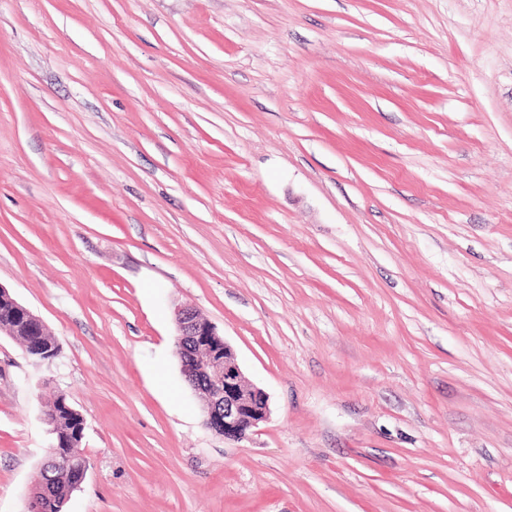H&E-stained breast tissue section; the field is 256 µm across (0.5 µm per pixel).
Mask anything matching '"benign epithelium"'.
I'll return each mask as SVG.
<instances>
[{
	"mask_svg": "<svg viewBox=\"0 0 512 512\" xmlns=\"http://www.w3.org/2000/svg\"><path fill=\"white\" fill-rule=\"evenodd\" d=\"M18 308V328L39 335L42 318L21 303ZM174 320L176 353L186 381L202 395L205 427L226 439L247 438L268 419L269 396L245 380L233 347L194 307H176Z\"/></svg>",
	"mask_w": 512,
	"mask_h": 512,
	"instance_id": "7a95c632",
	"label": "benign epithelium"
}]
</instances>
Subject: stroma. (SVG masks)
<instances>
[{"mask_svg": "<svg viewBox=\"0 0 512 512\" xmlns=\"http://www.w3.org/2000/svg\"><path fill=\"white\" fill-rule=\"evenodd\" d=\"M0 512H512V0H0ZM270 415L203 425L175 306ZM46 414L51 420L48 428L51 443H56L58 437L65 439L66 446L62 448H71L70 462L54 468H42L41 480L30 492L29 512H62L66 498L75 491L78 474L84 466H89L88 461L75 450L84 439L85 419L67 395L59 394ZM86 476L87 469L81 472L79 485L85 482ZM45 486L49 494L45 493Z\"/></svg>", "mask_w": 512, "mask_h": 512, "instance_id": "1", "label": "stroma"}]
</instances>
